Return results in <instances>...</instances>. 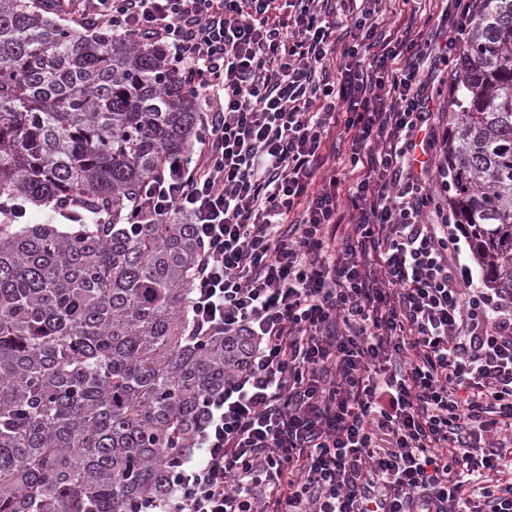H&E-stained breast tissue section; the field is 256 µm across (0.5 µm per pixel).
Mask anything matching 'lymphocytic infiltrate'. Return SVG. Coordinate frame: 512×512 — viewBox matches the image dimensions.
I'll list each match as a JSON object with an SVG mask.
<instances>
[{"instance_id": "f902f5d3", "label": "lymphocytic infiltrate", "mask_w": 512, "mask_h": 512, "mask_svg": "<svg viewBox=\"0 0 512 512\" xmlns=\"http://www.w3.org/2000/svg\"><path fill=\"white\" fill-rule=\"evenodd\" d=\"M345 2L49 0L183 67L199 151L132 209L194 226L191 340H252L166 494L127 512H512V296L474 285L463 225L425 220L448 176L430 80L484 0H447L427 37L431 0ZM351 138L352 133H345L343 131V127H341L333 131L331 134H329L321 146V149H323V154L328 155V160H331L332 155L336 153V169L340 167V159H338V157L342 158L348 153Z\"/></svg>"}]
</instances>
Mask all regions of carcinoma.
Segmentation results:
<instances>
[{"label": "carcinoma", "mask_w": 512, "mask_h": 512, "mask_svg": "<svg viewBox=\"0 0 512 512\" xmlns=\"http://www.w3.org/2000/svg\"><path fill=\"white\" fill-rule=\"evenodd\" d=\"M448 206L486 287L512 292V0L459 57ZM197 99L160 45L0 0V512H125L165 489L245 336L189 339V219L128 198L191 157ZM74 216L18 223L13 206Z\"/></svg>", "instance_id": "1"}]
</instances>
